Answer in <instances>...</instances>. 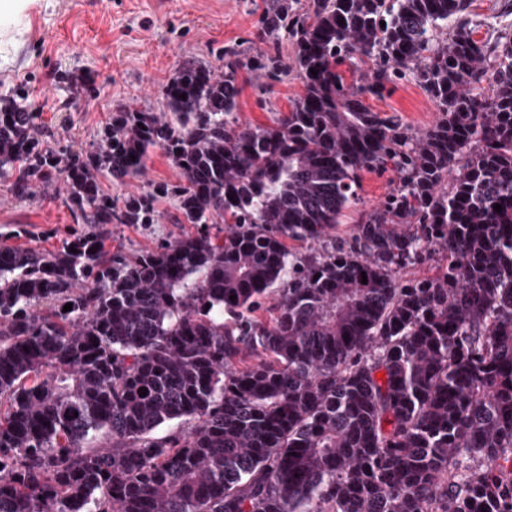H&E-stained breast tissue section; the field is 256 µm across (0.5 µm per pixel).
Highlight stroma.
<instances>
[{"mask_svg":"<svg viewBox=\"0 0 512 512\" xmlns=\"http://www.w3.org/2000/svg\"><path fill=\"white\" fill-rule=\"evenodd\" d=\"M258 0H31L22 41L0 58V98L25 93L35 112L44 145L87 152L117 108L163 111L161 90L182 63L202 61L223 73L225 46L253 39ZM505 0H472L476 39L494 42L512 26ZM240 123H269L273 112L288 111L301 93L299 81L281 75L270 81L240 74ZM364 103L398 116L413 131L429 126L435 107L411 78L390 92L368 95ZM178 171L161 150H153L144 175L117 183L101 179L105 193L120 200L158 183L175 184ZM155 224H115L106 249L131 255L178 238L187 225L169 197L159 198ZM64 203V186L37 184L29 198L15 196L0 180V243L43 250L80 228Z\"/></svg>","mask_w":512,"mask_h":512,"instance_id":"obj_1","label":"stroma"}]
</instances>
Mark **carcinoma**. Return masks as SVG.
<instances>
[{
	"label": "carcinoma",
	"instance_id": "carcinoma-1",
	"mask_svg": "<svg viewBox=\"0 0 512 512\" xmlns=\"http://www.w3.org/2000/svg\"><path fill=\"white\" fill-rule=\"evenodd\" d=\"M297 4L263 0L266 49L181 65L166 112H113L84 155L0 106V178L60 180L94 225L0 245V512H512V30L475 39L471 0ZM243 69L303 92L244 126ZM410 74L436 112L414 134L363 102ZM156 148L182 183L117 205L99 177ZM168 195L195 232L105 248ZM396 179L392 172L378 173L365 171L361 174V187L358 190L360 203L357 211L351 214L346 224H355L360 214L369 213L376 207L392 187L391 181Z\"/></svg>",
	"mask_w": 512,
	"mask_h": 512
}]
</instances>
